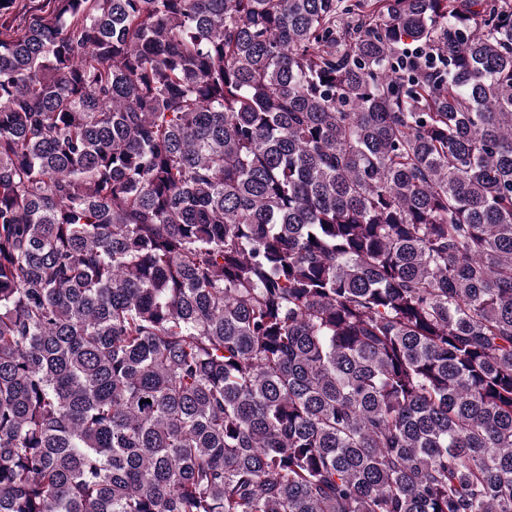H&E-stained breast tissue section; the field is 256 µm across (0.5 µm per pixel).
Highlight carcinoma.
Returning <instances> with one entry per match:
<instances>
[{"label":"carcinoma","mask_w":512,"mask_h":512,"mask_svg":"<svg viewBox=\"0 0 512 512\" xmlns=\"http://www.w3.org/2000/svg\"><path fill=\"white\" fill-rule=\"evenodd\" d=\"M0 512H512V0H0Z\"/></svg>","instance_id":"carcinoma-1"}]
</instances>
